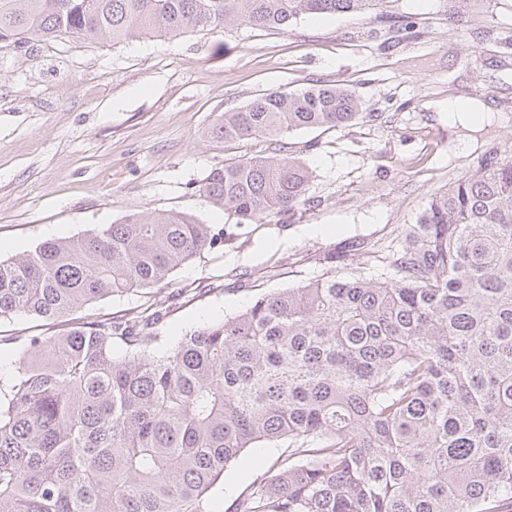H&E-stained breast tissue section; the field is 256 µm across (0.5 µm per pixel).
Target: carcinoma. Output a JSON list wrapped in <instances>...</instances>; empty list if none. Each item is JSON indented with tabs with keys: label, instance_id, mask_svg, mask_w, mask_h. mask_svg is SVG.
<instances>
[{
	"label": "carcinoma",
	"instance_id": "carcinoma-1",
	"mask_svg": "<svg viewBox=\"0 0 512 512\" xmlns=\"http://www.w3.org/2000/svg\"><path fill=\"white\" fill-rule=\"evenodd\" d=\"M387 0H0V42L114 45L229 26L284 29ZM461 24L471 0H447ZM345 85L272 91L205 135L270 154L213 167L206 201L251 224L311 205L283 138L373 120ZM210 225L131 213L0 260V321H60L0 375V512H211L246 448L288 442L233 512H505L512 508V150L434 194L388 250L257 297L174 345L153 312L84 310L167 283L213 247Z\"/></svg>",
	"mask_w": 512,
	"mask_h": 512
}]
</instances>
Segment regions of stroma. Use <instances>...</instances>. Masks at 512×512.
<instances>
[{
  "mask_svg": "<svg viewBox=\"0 0 512 512\" xmlns=\"http://www.w3.org/2000/svg\"><path fill=\"white\" fill-rule=\"evenodd\" d=\"M316 82L349 85L376 118L287 137L311 171L310 209L241 225L200 197L212 167L269 147L204 138L218 112ZM475 96L493 121L475 132L449 126L444 103ZM471 138L477 149L457 153ZM511 145L512 0H474L461 30L446 0H392L383 11L301 19L285 31L0 43V260L134 212L193 215L217 234L213 248L169 285L91 308L133 315L169 301L161 333L173 341L263 292L320 278L324 255L352 244L378 262L434 193ZM281 452L245 449L211 493L214 512H227L257 476L276 474Z\"/></svg>",
  "mask_w": 512,
  "mask_h": 512,
  "instance_id": "obj_1",
  "label": "stroma"
}]
</instances>
